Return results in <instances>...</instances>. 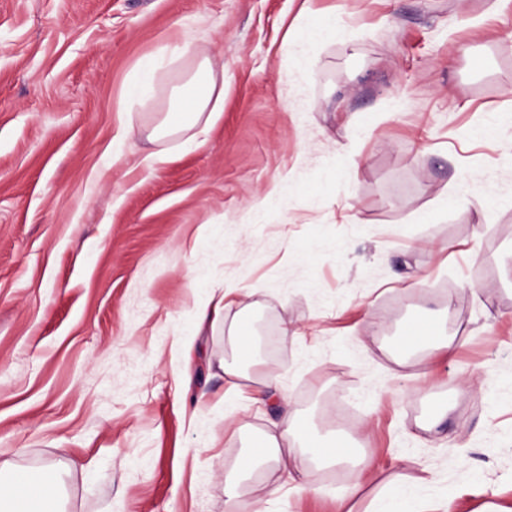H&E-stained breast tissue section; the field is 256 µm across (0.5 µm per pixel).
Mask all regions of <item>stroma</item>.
I'll return each instance as SVG.
<instances>
[{"label":"stroma","mask_w":512,"mask_h":512,"mask_svg":"<svg viewBox=\"0 0 512 512\" xmlns=\"http://www.w3.org/2000/svg\"><path fill=\"white\" fill-rule=\"evenodd\" d=\"M305 5L325 42H290ZM188 35L224 108L157 161L119 104L150 60L165 106ZM221 282L240 303L197 328ZM431 312L449 351L400 360ZM243 323L289 327L259 366L320 432L356 408L366 451L309 491L255 474L246 512H378L397 476L422 512H512V0H0V464L53 463L66 512H226L278 420L224 423Z\"/></svg>","instance_id":"obj_1"}]
</instances>
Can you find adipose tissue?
Here are the masks:
<instances>
[{"label":"adipose tissue","mask_w":512,"mask_h":512,"mask_svg":"<svg viewBox=\"0 0 512 512\" xmlns=\"http://www.w3.org/2000/svg\"><path fill=\"white\" fill-rule=\"evenodd\" d=\"M177 52L180 57L190 59L191 68L181 83L172 86L167 111L156 113L152 126L126 125V139L133 141L142 137L152 143L166 142L199 126H210L216 119L224 100V81L211 58L200 54L189 38L178 45ZM296 422V414L290 408H283L281 434L260 436L248 468L237 467L225 472L224 496L228 512H239L238 488L246 469L272 468L285 474L288 481L302 483L307 478L310 462L339 465L354 462L356 450L345 442L302 444ZM288 439L300 444L297 454L289 460L282 452V443ZM0 512H60L54 464L45 463L36 476L0 465Z\"/></svg>","instance_id":"ef3b65f1"}]
</instances>
